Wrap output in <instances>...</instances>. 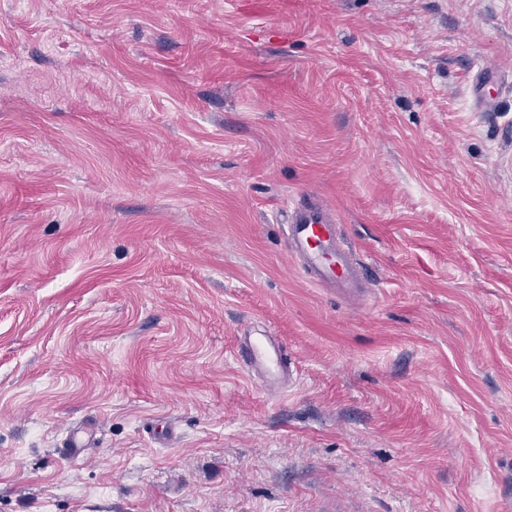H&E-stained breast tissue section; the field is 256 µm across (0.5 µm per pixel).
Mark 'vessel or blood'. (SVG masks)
I'll list each match as a JSON object with an SVG mask.
<instances>
[{
  "mask_svg": "<svg viewBox=\"0 0 512 512\" xmlns=\"http://www.w3.org/2000/svg\"><path fill=\"white\" fill-rule=\"evenodd\" d=\"M288 252L312 283L352 301L368 293L367 262L356 261L328 205L303 200L288 203ZM244 365L265 373L269 391L278 390L283 378L293 377L292 362L272 341L247 344L241 350Z\"/></svg>",
  "mask_w": 512,
  "mask_h": 512,
  "instance_id": "vessel-or-blood-1",
  "label": "vessel or blood"
}]
</instances>
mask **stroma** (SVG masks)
<instances>
[{
	"mask_svg": "<svg viewBox=\"0 0 512 512\" xmlns=\"http://www.w3.org/2000/svg\"><path fill=\"white\" fill-rule=\"evenodd\" d=\"M0 512H512V0H0ZM288 252L312 283L333 288L356 302L368 293V263L352 257L328 205L304 200L288 202ZM240 356L246 367L265 371V385L269 391L278 390L283 378L287 377L288 382L294 378L291 360L269 336L265 342L246 344L241 348Z\"/></svg>",
	"mask_w": 512,
	"mask_h": 512,
	"instance_id": "1",
	"label": "stroma"
}]
</instances>
